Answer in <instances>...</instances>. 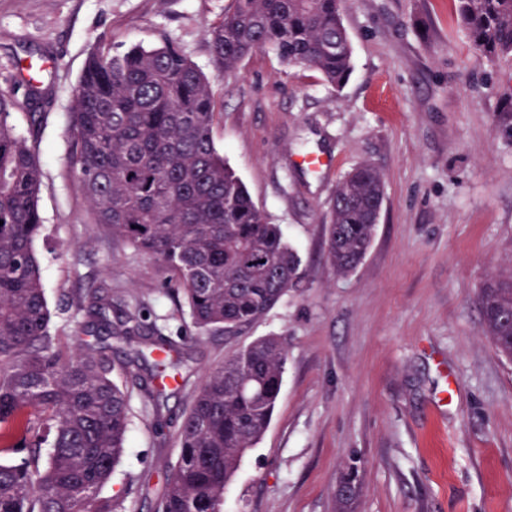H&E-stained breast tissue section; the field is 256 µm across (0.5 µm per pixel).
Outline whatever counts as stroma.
<instances>
[{"mask_svg":"<svg viewBox=\"0 0 512 512\" xmlns=\"http://www.w3.org/2000/svg\"><path fill=\"white\" fill-rule=\"evenodd\" d=\"M231 0H0V91L13 122L41 112L43 230L34 246L61 344L71 305L100 288L138 302L181 344L166 360L161 416L131 387L128 440L106 497L154 512L202 374L232 343L282 337L287 362L272 422L243 457L223 512H512V363L481 330L478 291L512 269V60L491 62L462 31L454 0H345L352 45L342 90L269 48L232 73L206 29ZM174 41L210 81L216 150L301 259V283L236 337L195 336L183 296L152 256L96 223L72 165V88L91 47ZM48 90L29 100L20 64ZM330 166L309 170L301 156ZM375 165L385 202L362 264L337 276L326 227L336 186Z\"/></svg>","mask_w":512,"mask_h":512,"instance_id":"35a3bbf8","label":"stroma"}]
</instances>
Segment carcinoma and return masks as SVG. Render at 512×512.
I'll list each match as a JSON object with an SVG mask.
<instances>
[{"label":"carcinoma","instance_id":"cac0c4a2","mask_svg":"<svg viewBox=\"0 0 512 512\" xmlns=\"http://www.w3.org/2000/svg\"><path fill=\"white\" fill-rule=\"evenodd\" d=\"M473 48L490 61L512 58V0H456ZM211 60L234 71L251 52L272 48L292 66L312 67L335 89L347 81L352 47L342 0H233L206 31ZM80 188L96 223L151 255L175 284L199 334L236 335L261 319L300 281V259L280 226L267 221L214 145L218 115L210 82L173 41L114 54L92 48L73 89ZM13 97L0 92V512H120L99 497L126 447L131 375L154 403L162 390L146 368L154 351L176 345L120 296L90 290L75 301L87 334L139 347L123 361L97 343L62 350L34 240L42 229L37 196L42 170L34 140L12 123ZM385 199L382 173L360 163L336 188L328 254L338 275L366 257ZM482 332L512 360V272L480 289ZM117 322L108 319L112 308ZM287 360L279 336L232 350L205 371L178 431L180 451L155 512H222L224 490L245 453L267 431ZM48 447L47 457L41 448ZM353 479L338 493L344 510Z\"/></svg>","mask_w":512,"mask_h":512}]
</instances>
